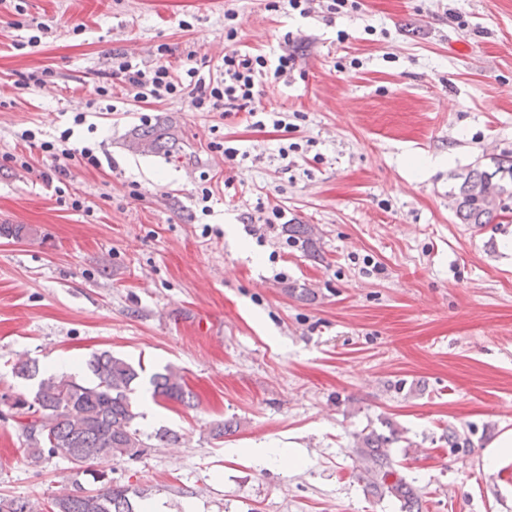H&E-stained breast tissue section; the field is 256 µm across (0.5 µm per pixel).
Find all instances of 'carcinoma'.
I'll return each mask as SVG.
<instances>
[{"mask_svg": "<svg viewBox=\"0 0 512 512\" xmlns=\"http://www.w3.org/2000/svg\"><path fill=\"white\" fill-rule=\"evenodd\" d=\"M169 127L143 126L135 129L128 148L135 153L168 150ZM493 168L476 166L458 175L460 184L452 192L455 215L462 224H490L506 215L512 197V157L492 161ZM88 367L91 383L70 375L39 376V367L27 360L13 366L16 376L36 381L33 392L23 397L15 414L27 418L21 429L28 442V458L34 464L50 457L67 460L87 469L101 458L136 459L150 447L138 426L142 414L133 399L142 370L109 351L93 355ZM152 396L190 404L192 393L179 371L168 366L149 378ZM391 437L375 430L356 436L355 452L366 461L364 482L367 492L389 496L400 503L401 512H422L414 488L398 473L389 455ZM99 487L58 496L51 501L52 512H135L132 498L140 491L117 484L101 473L94 476ZM0 512H38L37 506L20 498H0Z\"/></svg>", "mask_w": 512, "mask_h": 512, "instance_id": "1", "label": "carcinoma"}]
</instances>
